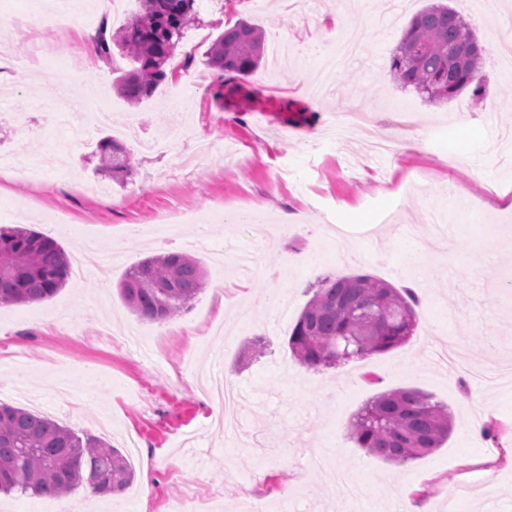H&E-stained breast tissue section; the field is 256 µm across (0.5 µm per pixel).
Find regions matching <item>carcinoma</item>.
I'll return each mask as SVG.
<instances>
[{
  "mask_svg": "<svg viewBox=\"0 0 512 512\" xmlns=\"http://www.w3.org/2000/svg\"><path fill=\"white\" fill-rule=\"evenodd\" d=\"M138 13L100 52L114 62L112 48L134 65L122 70L117 91L131 106L151 96L176 75L169 69L185 29L197 16L196 0H137ZM262 29L237 22L219 34L204 64L248 76L259 67ZM486 52L463 17L445 4L425 7L410 22L390 65L394 82L428 102L444 103L469 86L479 93L480 61ZM112 179L132 175L131 154L113 137L96 144ZM71 259L51 237L21 227L0 226V305L33 303L52 297L69 277ZM206 287L200 261L189 253H165L134 263L119 284L125 305L140 318L164 322L184 311ZM419 299L369 274L322 281L288 339L294 357L318 370L342 360L339 352L368 358L407 343L417 326ZM452 430L447 408L418 388L380 393L355 415L350 435L358 447L382 460L403 464L440 447ZM134 479L127 458L95 437L83 438L54 420L0 403V492L57 497L86 481L101 495L118 493Z\"/></svg>",
  "mask_w": 512,
  "mask_h": 512,
  "instance_id": "1",
  "label": "carcinoma"
}]
</instances>
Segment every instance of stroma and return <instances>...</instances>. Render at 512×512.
I'll list each match as a JSON object with an SVG mask.
<instances>
[{
    "mask_svg": "<svg viewBox=\"0 0 512 512\" xmlns=\"http://www.w3.org/2000/svg\"><path fill=\"white\" fill-rule=\"evenodd\" d=\"M430 0H198L199 20L174 56L187 64L183 100L173 80L129 106L115 76L79 36L37 31L13 40L9 22L31 0H0V155L14 157L0 176V226L54 238L71 259L87 239L122 242L107 283L96 274L69 279L39 304L0 306V402L40 410L77 433L135 455L124 492L80 485L59 497L0 496V512H168L193 499L197 512H512V387L448 370L436 356L458 347L469 365H512V108L491 50L512 31V0H451L487 49L483 99L464 91L430 103L390 78L394 48ZM343 16L363 46L342 61L341 79L323 99L310 93L333 40L322 27ZM265 33L252 79L204 65L211 41L236 21ZM66 38L77 67L67 90L76 109L105 102L112 123L93 139L123 136L135 174L121 184L100 172L91 148L65 141L48 119L43 63L12 67L32 44ZM370 107L374 125L396 132L397 152L373 155L359 136L324 138L338 112ZM472 131L462 136L460 127ZM208 143L189 174L171 177L181 154ZM249 222L227 223L232 210ZM285 213L299 223L281 235ZM418 233L401 235L400 224ZM234 241L257 272L214 265L208 252ZM193 253L207 286L187 311L159 323L124 305L117 285L127 269L159 253ZM293 254L306 263L289 264ZM369 274L426 298L407 344L382 355L314 371L288 337L328 277ZM234 328L229 345L222 327ZM220 357L222 374L250 401L237 430L215 423L216 409L195 378ZM416 387L447 406L454 429L441 448L402 465L358 448L349 436L357 411L377 394ZM497 421L498 442L474 441L469 425ZM155 469L141 475L143 456Z\"/></svg>",
    "mask_w": 512,
    "mask_h": 512,
    "instance_id": "stroma-1",
    "label": "stroma"
}]
</instances>
